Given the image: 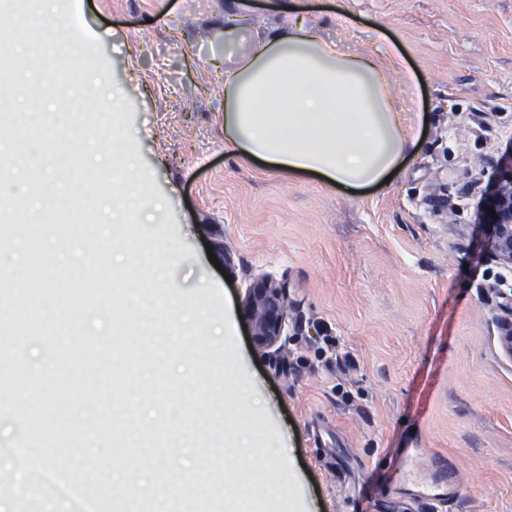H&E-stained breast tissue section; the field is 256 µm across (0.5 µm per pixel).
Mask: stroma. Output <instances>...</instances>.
Segmentation results:
<instances>
[{
	"label": "stroma",
	"mask_w": 512,
	"mask_h": 512,
	"mask_svg": "<svg viewBox=\"0 0 512 512\" xmlns=\"http://www.w3.org/2000/svg\"><path fill=\"white\" fill-rule=\"evenodd\" d=\"M227 5L78 0L99 38L81 51L87 76L125 103L117 127L141 185L140 230L164 236L170 294L211 366L218 432L189 460L240 434L260 483L283 445L288 491L267 512H512V350L484 220L512 152V0H301L338 51L389 47L415 75L387 79L418 150L361 191L225 150L214 64L240 54L222 39ZM266 276L292 301L272 355L242 315ZM439 464L457 468L459 500L406 504Z\"/></svg>",
	"instance_id": "35a3bbf8"
}]
</instances>
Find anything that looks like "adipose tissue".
I'll use <instances>...</instances> for the list:
<instances>
[{"mask_svg": "<svg viewBox=\"0 0 512 512\" xmlns=\"http://www.w3.org/2000/svg\"><path fill=\"white\" fill-rule=\"evenodd\" d=\"M224 73V147L334 185L383 182L415 154L389 90L386 55L347 56L305 25L295 0Z\"/></svg>", "mask_w": 512, "mask_h": 512, "instance_id": "ef3b65f1", "label": "adipose tissue"}]
</instances>
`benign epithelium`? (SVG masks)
Segmentation results:
<instances>
[{
  "label": "benign epithelium",
  "instance_id": "obj_1",
  "mask_svg": "<svg viewBox=\"0 0 512 512\" xmlns=\"http://www.w3.org/2000/svg\"><path fill=\"white\" fill-rule=\"evenodd\" d=\"M489 207L495 212V217L490 219L495 255L512 265V175L492 185ZM242 309L258 349H270L282 339L289 311L284 285L269 277L262 278L248 290Z\"/></svg>",
  "mask_w": 512,
  "mask_h": 512
}]
</instances>
